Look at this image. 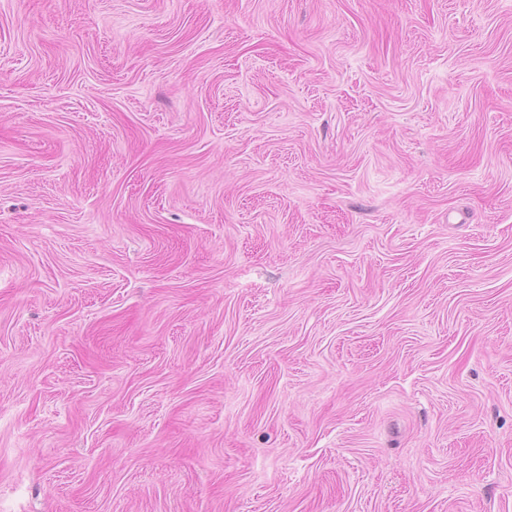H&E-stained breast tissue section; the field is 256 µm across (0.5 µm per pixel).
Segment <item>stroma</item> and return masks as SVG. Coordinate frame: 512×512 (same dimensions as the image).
I'll use <instances>...</instances> for the list:
<instances>
[{"label":"stroma","mask_w":512,"mask_h":512,"mask_svg":"<svg viewBox=\"0 0 512 512\" xmlns=\"http://www.w3.org/2000/svg\"><path fill=\"white\" fill-rule=\"evenodd\" d=\"M0 512H512V0H0Z\"/></svg>","instance_id":"35a3bbf8"}]
</instances>
